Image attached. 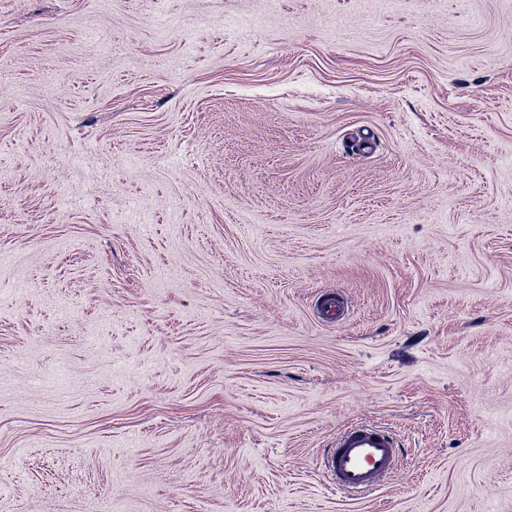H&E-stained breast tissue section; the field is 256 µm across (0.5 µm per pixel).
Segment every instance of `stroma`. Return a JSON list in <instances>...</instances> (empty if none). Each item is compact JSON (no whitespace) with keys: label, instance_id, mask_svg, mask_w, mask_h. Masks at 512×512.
<instances>
[{"label":"stroma","instance_id":"35a3bbf8","mask_svg":"<svg viewBox=\"0 0 512 512\" xmlns=\"http://www.w3.org/2000/svg\"><path fill=\"white\" fill-rule=\"evenodd\" d=\"M93 506L512 512V0H0V512ZM399 453L387 430L354 423L338 434L336 448L327 450L321 468L336 489L355 498L384 485L397 468Z\"/></svg>","mask_w":512,"mask_h":512}]
</instances>
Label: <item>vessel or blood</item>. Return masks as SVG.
I'll use <instances>...</instances> for the list:
<instances>
[{
  "label": "vessel or blood",
  "instance_id": "vessel-or-blood-1",
  "mask_svg": "<svg viewBox=\"0 0 512 512\" xmlns=\"http://www.w3.org/2000/svg\"><path fill=\"white\" fill-rule=\"evenodd\" d=\"M399 453L396 439L387 430L354 423L338 434L321 468L338 490L354 498L383 486L397 468Z\"/></svg>",
  "mask_w": 512,
  "mask_h": 512
}]
</instances>
